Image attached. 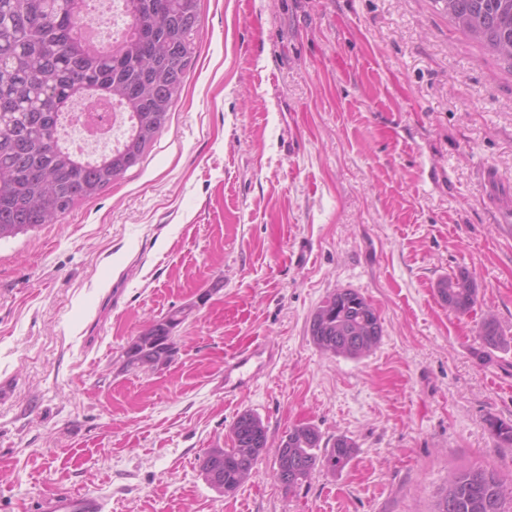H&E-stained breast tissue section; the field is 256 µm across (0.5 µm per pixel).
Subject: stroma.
Listing matches in <instances>:
<instances>
[{
  "mask_svg": "<svg viewBox=\"0 0 512 512\" xmlns=\"http://www.w3.org/2000/svg\"><path fill=\"white\" fill-rule=\"evenodd\" d=\"M197 57L142 161L57 224L0 241V512L48 486L111 512H433L449 473L512 491V68L440 0H201ZM501 174L487 197L481 169ZM466 271L465 315L438 282ZM351 288L380 344L321 354L308 325ZM174 361L127 372L131 342L170 312ZM255 340L278 361L225 400L224 359ZM245 411L267 428L253 478L217 493L200 463ZM344 435L342 474L286 492L294 426ZM477 334L487 353L507 351L511 348V341L504 336L499 322L493 316L483 319L478 326Z\"/></svg>",
  "mask_w": 512,
  "mask_h": 512,
  "instance_id": "35a3bbf8",
  "label": "stroma"
}]
</instances>
